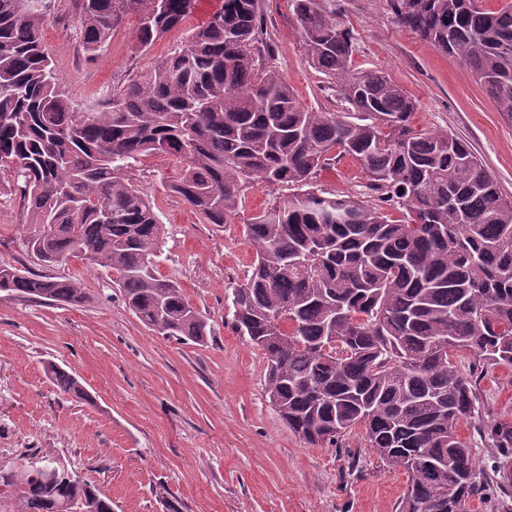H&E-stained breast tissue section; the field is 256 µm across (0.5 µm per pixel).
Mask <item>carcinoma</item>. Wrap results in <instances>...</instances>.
<instances>
[{
  "instance_id": "obj_1",
  "label": "carcinoma",
  "mask_w": 512,
  "mask_h": 512,
  "mask_svg": "<svg viewBox=\"0 0 512 512\" xmlns=\"http://www.w3.org/2000/svg\"><path fill=\"white\" fill-rule=\"evenodd\" d=\"M0 0V168L26 210V244L49 229L58 262L80 254L110 268L125 307L148 329L200 343L207 323L154 259L165 236L154 201L127 176L145 154L186 162L169 191L209 224L238 213L247 185L295 191L245 225L255 249L235 287L233 324L264 351L267 393L304 443L321 447L360 429L380 458L408 473L401 512H467L480 494L476 460L458 424L472 417L477 376L512 366V199L463 139L412 125L414 99L377 71L354 72L352 32L322 0H291L312 64L351 114L301 104L271 63L260 0H224L187 41L81 112L60 89L41 40L42 11ZM90 57L124 20L149 51L183 28L193 0H72ZM397 23L456 58L512 116V0H390ZM356 159L367 188L403 209L390 221L357 195L326 196L313 179L333 150ZM0 292L88 302L81 282L0 268ZM336 346L324 351L328 337ZM444 339L448 350L434 341ZM466 352L464 375L448 351ZM59 394L93 404L68 371L44 367ZM504 459L512 422L488 432ZM0 459V512H112L91 483L49 484ZM450 503L453 508L442 510Z\"/></svg>"
}]
</instances>
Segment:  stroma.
<instances>
[{
  "instance_id": "stroma-1",
  "label": "stroma",
  "mask_w": 512,
  "mask_h": 512,
  "mask_svg": "<svg viewBox=\"0 0 512 512\" xmlns=\"http://www.w3.org/2000/svg\"><path fill=\"white\" fill-rule=\"evenodd\" d=\"M330 3L355 37L352 69L382 72L403 88L418 103L414 126L466 140L512 199V117L454 57L399 26L389 0ZM260 12L274 64L299 101L346 112L335 84L310 62L289 0H260ZM136 26L127 17L91 59L71 0H52L42 41L78 107L104 100L186 38L179 29L141 53ZM185 169L150 154L128 174L156 202L166 228L158 271L210 325L204 343L145 327L125 307L111 270L82 257L41 265L23 244L20 197L0 195V267L78 278L89 297L79 307L0 298V448L56 456L108 495L115 512H166L163 489L182 512H400L405 470L382 463L358 432L336 448L306 445L269 401L263 351L234 330L231 292L255 258L244 225L275 190L254 183L230 223L209 224L167 190ZM314 184L360 196L366 176L357 160L338 155ZM50 362L74 374L93 404L60 396L44 372ZM477 391L484 423L512 421V367L490 370Z\"/></svg>"
}]
</instances>
